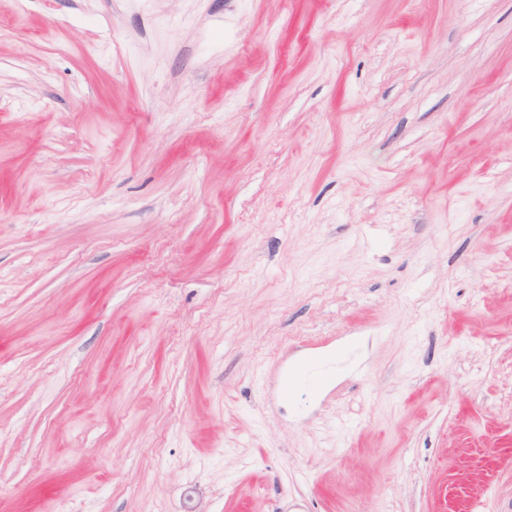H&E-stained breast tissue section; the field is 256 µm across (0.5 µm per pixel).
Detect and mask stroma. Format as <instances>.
<instances>
[{
  "mask_svg": "<svg viewBox=\"0 0 512 512\" xmlns=\"http://www.w3.org/2000/svg\"><path fill=\"white\" fill-rule=\"evenodd\" d=\"M462 503L512 512V0H0V512Z\"/></svg>",
  "mask_w": 512,
  "mask_h": 512,
  "instance_id": "obj_1",
  "label": "stroma"
}]
</instances>
